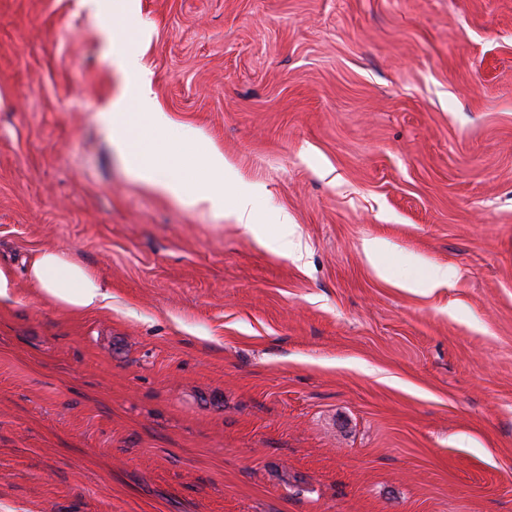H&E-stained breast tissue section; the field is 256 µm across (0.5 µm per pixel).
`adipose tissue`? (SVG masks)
Listing matches in <instances>:
<instances>
[{"instance_id": "adipose-tissue-1", "label": "adipose tissue", "mask_w": 512, "mask_h": 512, "mask_svg": "<svg viewBox=\"0 0 512 512\" xmlns=\"http://www.w3.org/2000/svg\"><path fill=\"white\" fill-rule=\"evenodd\" d=\"M120 27H113L112 59L123 79L119 97L103 112L112 132L111 143L119 150L128 169L149 188L176 202L204 206L216 216L228 217L244 229L254 220L252 192L240 187L231 166L217 149L202 146L206 169L218 184L201 181L196 172L176 159L164 138L172 121L162 112L153 95L138 55L120 43ZM233 192L232 205H225V192ZM26 276L56 306L87 311L108 306L107 285L91 269L62 251H41L31 255Z\"/></svg>"}]
</instances>
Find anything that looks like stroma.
I'll return each instance as SVG.
<instances>
[{"instance_id": "stroma-1", "label": "stroma", "mask_w": 512, "mask_h": 512, "mask_svg": "<svg viewBox=\"0 0 512 512\" xmlns=\"http://www.w3.org/2000/svg\"><path fill=\"white\" fill-rule=\"evenodd\" d=\"M133 8L255 226L112 147L98 0H0V512H512V0ZM45 249L111 307L47 303Z\"/></svg>"}]
</instances>
